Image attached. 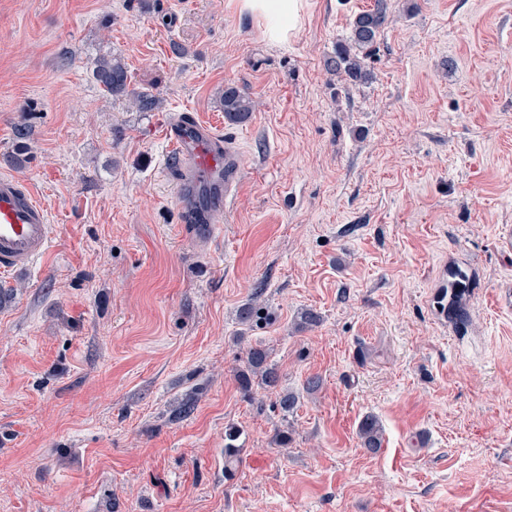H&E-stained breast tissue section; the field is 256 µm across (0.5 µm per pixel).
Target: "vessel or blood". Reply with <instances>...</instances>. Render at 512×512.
<instances>
[{
	"label": "vessel or blood",
	"mask_w": 512,
	"mask_h": 512,
	"mask_svg": "<svg viewBox=\"0 0 512 512\" xmlns=\"http://www.w3.org/2000/svg\"><path fill=\"white\" fill-rule=\"evenodd\" d=\"M165 136L174 152L175 195L182 222L194 224L206 244L218 233L214 217L228 213L246 177L232 141L184 115L170 118ZM52 226L32 190L0 175V273L30 268L49 248Z\"/></svg>",
	"instance_id": "vessel-or-blood-1"
}]
</instances>
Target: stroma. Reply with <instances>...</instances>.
<instances>
[{"label": "stroma", "mask_w": 512, "mask_h": 512, "mask_svg": "<svg viewBox=\"0 0 512 512\" xmlns=\"http://www.w3.org/2000/svg\"><path fill=\"white\" fill-rule=\"evenodd\" d=\"M305 4L272 43L237 0H0V174L53 224L45 257L0 274V512H512V0H387L356 83L325 61L374 0ZM112 55L157 111L100 90ZM228 84L257 102L246 123L224 116ZM181 113L246 171L205 250L163 137ZM452 265L462 332L432 307ZM307 309L322 322L298 329ZM258 342L289 417L241 394ZM359 437L364 448L375 451L382 447V431L378 421L367 416L360 424ZM242 432L233 424L224 430V476L231 477L235 466L242 460L243 445L239 443Z\"/></svg>", "instance_id": "35a3bbf8"}]
</instances>
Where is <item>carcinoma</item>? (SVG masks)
Returning <instances> with one entry per match:
<instances>
[{"mask_svg":"<svg viewBox=\"0 0 512 512\" xmlns=\"http://www.w3.org/2000/svg\"><path fill=\"white\" fill-rule=\"evenodd\" d=\"M385 0H375L373 8L365 10L352 21L351 31L346 41L336 48V54L326 61L329 72L345 77L353 82H364L371 78L366 67V59L377 43L380 32L387 19ZM92 78L101 91L112 98L129 95L131 75L125 62L117 57H100L94 62ZM160 100L149 92L133 95L132 104L139 112H153L158 109ZM224 117L233 123H242L254 112L255 103L245 92L234 86L224 87L220 98ZM464 289L453 288L448 293V304L443 306L448 318L458 327H465L469 321V313L460 303ZM245 367L236 372V379L245 398L256 400L255 388L274 391L281 383V373L276 364L270 360L269 349L261 344L247 347ZM196 392L185 394L170 410L171 420L180 421L189 418L197 407ZM298 397L288 391L278 393L274 406L283 414L294 412ZM242 432L233 424L224 430V476L233 475L235 466L242 460L243 445L239 443ZM359 437L362 446L375 451L382 447V431L378 421L366 417L360 424Z\"/></svg>","mask_w":512,"mask_h":512,"instance_id":"cac0c4a2","label":"carcinoma"}]
</instances>
